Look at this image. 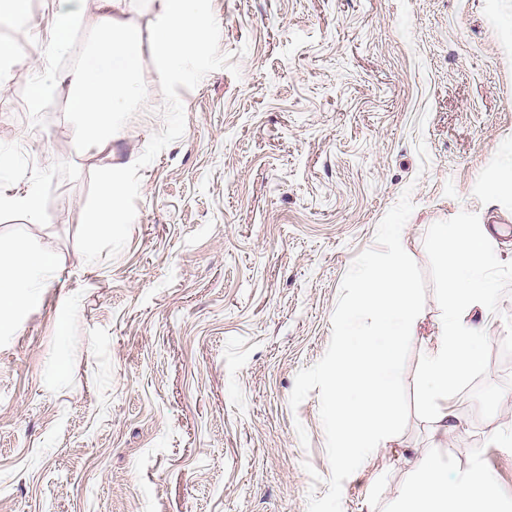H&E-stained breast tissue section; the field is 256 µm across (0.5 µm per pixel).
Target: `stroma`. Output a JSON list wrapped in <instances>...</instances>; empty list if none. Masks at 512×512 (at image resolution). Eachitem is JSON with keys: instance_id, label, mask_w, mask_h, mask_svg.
<instances>
[{"instance_id": "35a3bbf8", "label": "stroma", "mask_w": 512, "mask_h": 512, "mask_svg": "<svg viewBox=\"0 0 512 512\" xmlns=\"http://www.w3.org/2000/svg\"><path fill=\"white\" fill-rule=\"evenodd\" d=\"M222 68L180 89L185 132L139 169L124 250L86 262L76 244L90 175L133 164L162 130L150 44V109L113 152L72 139L70 87L28 108L31 68L0 88V148L38 175L46 220L25 224L58 268L16 332L0 335V512H307L330 477L318 391L295 377L332 335L341 280L410 192L403 245L427 277L403 379L410 416L342 487L343 512H391L421 456L449 473L482 465L512 512V0H211ZM96 4L58 69L100 38ZM437 224H481L503 283L482 325L480 367L452 391L456 428L419 404L423 340L441 321ZM82 301L67 335L55 322ZM62 380H50L57 363ZM319 482H312V475Z\"/></svg>"}]
</instances>
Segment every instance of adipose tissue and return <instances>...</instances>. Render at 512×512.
<instances>
[{"label": "adipose tissue", "instance_id": "1", "mask_svg": "<svg viewBox=\"0 0 512 512\" xmlns=\"http://www.w3.org/2000/svg\"><path fill=\"white\" fill-rule=\"evenodd\" d=\"M126 3L96 0L105 46L91 54L79 72L71 73L58 69L54 61L70 49L75 30L84 23L86 0H51L44 35L34 38L29 49L0 40V85L10 80L14 66L37 59L32 70L31 111H39L60 84H69L72 138L91 149H110L117 138V124L132 103L144 108L149 105L146 90L137 79L141 33L128 19ZM0 213L22 215L30 224L42 223L38 185L14 188L10 176L0 171ZM433 232L440 244L447 302L436 336L425 346L420 399L438 432L446 434L455 428L450 392L481 363L484 336L468 317L476 309L483 316L491 315L498 285L487 272L498 265L499 256L485 228L438 224ZM56 268L53 253L27 247L22 237L0 242V332L15 330L18 314L39 301ZM498 496L495 478L482 466L476 464L451 475L428 459L421 463L419 475L402 489L394 512H481L484 503Z\"/></svg>", "mask_w": 512, "mask_h": 512}]
</instances>
